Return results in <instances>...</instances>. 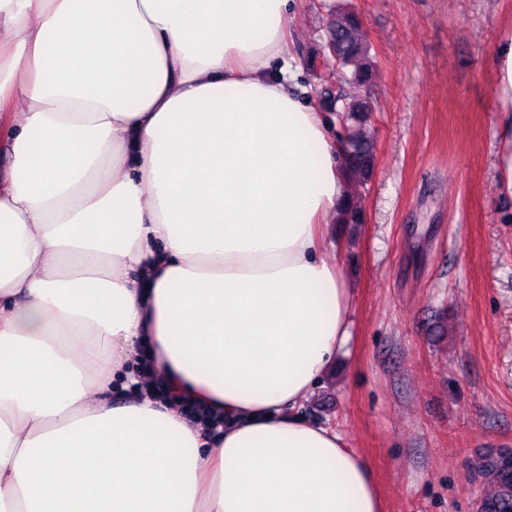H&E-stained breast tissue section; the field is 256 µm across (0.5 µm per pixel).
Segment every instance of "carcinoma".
Instances as JSON below:
<instances>
[{
    "instance_id": "carcinoma-1",
    "label": "carcinoma",
    "mask_w": 512,
    "mask_h": 512,
    "mask_svg": "<svg viewBox=\"0 0 512 512\" xmlns=\"http://www.w3.org/2000/svg\"><path fill=\"white\" fill-rule=\"evenodd\" d=\"M326 37L336 42V75L344 84L350 88L368 84L374 62L359 15L350 10H336L327 22ZM319 98L326 111L335 113L336 123L344 130L345 136L340 142L342 161L348 173L368 179L374 166L373 143L364 135L362 127L368 123L370 105L359 94L344 90L334 97L323 92Z\"/></svg>"
}]
</instances>
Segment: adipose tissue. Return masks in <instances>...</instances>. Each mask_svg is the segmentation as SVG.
<instances>
[{"label": "adipose tissue", "instance_id": "adipose-tissue-1", "mask_svg": "<svg viewBox=\"0 0 512 512\" xmlns=\"http://www.w3.org/2000/svg\"><path fill=\"white\" fill-rule=\"evenodd\" d=\"M291 5L0 0V512H383Z\"/></svg>", "mask_w": 512, "mask_h": 512}]
</instances>
